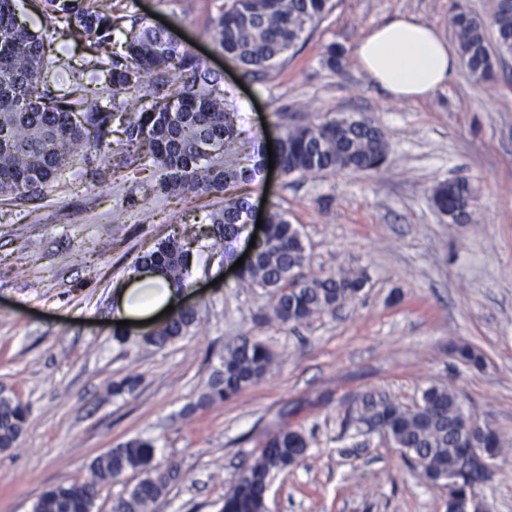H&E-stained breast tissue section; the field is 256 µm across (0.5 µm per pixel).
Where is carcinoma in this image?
Here are the masks:
<instances>
[{"instance_id":"carcinoma-1","label":"carcinoma","mask_w":512,"mask_h":512,"mask_svg":"<svg viewBox=\"0 0 512 512\" xmlns=\"http://www.w3.org/2000/svg\"><path fill=\"white\" fill-rule=\"evenodd\" d=\"M44 14L74 38L96 47L95 55L74 66L45 48L14 14L13 0H0V195L26 200L58 183L81 165L94 183L101 162L119 155L115 167L152 170L155 197L210 193L224 196L208 229L214 244L232 258V243L246 229L247 197L233 193L255 182L265 150L243 137L238 113L215 92L217 77L187 47L165 31L140 21L124 33L123 52L109 51L115 32L113 0H43ZM330 10V0H224L214 40L225 56L247 74L273 67L313 31ZM462 65L474 80L494 78L499 60L512 55V7L489 0L485 15L458 4L451 17ZM61 66L74 73V88L63 93L41 76ZM123 139L112 147V123ZM383 129L368 116L334 118L285 129L276 155L286 175L321 171L369 172L387 159ZM430 200L450 224L471 221L477 197L463 180L438 185ZM192 250L169 237L140 258L133 272L157 266L177 287L186 285ZM300 233L284 215H267L264 235L255 241L254 260L243 281L270 298L266 318L282 325L301 323L355 301L365 287L361 273L305 276ZM198 311L180 308L144 336L159 348L197 327ZM273 355L259 339L242 338L224 347L190 412L228 399L258 383L270 371ZM356 421L380 420L407 460L436 483L455 470L461 453V395L452 386H429L419 403L404 407L386 394H365ZM28 420V408L0 389V453L14 448ZM302 427L286 426L266 436L253 461L224 495L220 512H266L273 478L308 453ZM128 472L137 481L112 500L111 512H151L182 480L181 468L156 460L155 441L133 437L97 456L90 478L50 486L33 512H94L100 487Z\"/></svg>"}]
</instances>
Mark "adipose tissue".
I'll return each mask as SVG.
<instances>
[{
	"label": "adipose tissue",
	"instance_id": "obj_1",
	"mask_svg": "<svg viewBox=\"0 0 512 512\" xmlns=\"http://www.w3.org/2000/svg\"><path fill=\"white\" fill-rule=\"evenodd\" d=\"M361 68L381 87L400 99L425 98L452 81L458 65L455 46L433 27L408 14L396 13L359 43ZM182 298L164 276L139 280L118 299L116 320L143 319L160 314Z\"/></svg>",
	"mask_w": 512,
	"mask_h": 512
}]
</instances>
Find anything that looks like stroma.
Wrapping results in <instances>:
<instances>
[{
    "mask_svg": "<svg viewBox=\"0 0 512 512\" xmlns=\"http://www.w3.org/2000/svg\"><path fill=\"white\" fill-rule=\"evenodd\" d=\"M223 2L118 0L116 11L159 16L182 35L256 141L342 115L379 124L388 155L377 171L276 170L238 189L297 226L304 274L353 271L366 286L336 312L282 325L266 319L267 296L241 282L204 234L220 196L150 198L126 211L124 200L138 194L132 181L109 171L93 185L75 170L39 200L44 223H29L27 204L0 203V386L29 413L18 446L0 453V512H32L46 487L85 480L96 456L135 436L154 438L157 459L183 473L154 512H218L238 470L287 424L302 426L310 447L272 481L269 512H445L444 484L352 420L364 394L410 407L433 384L457 388L465 411L505 441L479 493L490 512H512V56L492 81L461 69L431 97L396 99L359 67L358 44L396 12L453 39V0H332L309 36L250 77L212 40ZM333 43L344 49L337 73L324 61ZM455 179L476 193L467 224L449 223L430 201L433 188ZM171 235L192 245L185 301L200 322L162 349L142 341L140 325L119 344L116 294ZM243 337L271 349V371L186 414L225 345ZM454 344L476 348L483 368L457 361ZM129 375L138 388L112 396V381Z\"/></svg>",
    "mask_w": 512,
    "mask_h": 512,
    "instance_id": "35a3bbf8",
    "label": "stroma"
}]
</instances>
